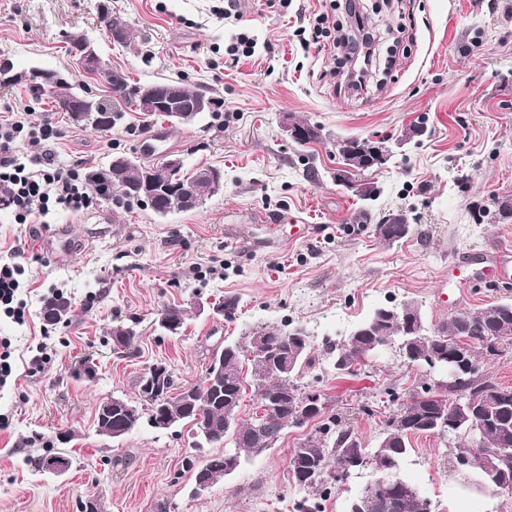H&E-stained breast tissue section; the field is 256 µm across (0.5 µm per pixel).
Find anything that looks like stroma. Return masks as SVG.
<instances>
[{
    "instance_id": "obj_1",
    "label": "stroma",
    "mask_w": 512,
    "mask_h": 512,
    "mask_svg": "<svg viewBox=\"0 0 512 512\" xmlns=\"http://www.w3.org/2000/svg\"><path fill=\"white\" fill-rule=\"evenodd\" d=\"M102 0H0V58L16 70L34 67L69 76L78 92L103 103L105 78L78 68L65 37L85 35L112 69L140 82L183 80L216 99L219 108L190 124L146 120L126 111L109 130L71 124L49 98L20 86H0L6 107L48 119L62 132L60 165L83 157L105 169L113 156L141 159V139L161 130L151 163L171 154L185 169L220 168L224 188L199 208L158 215L114 200L81 213L57 210L43 224H19L0 209V260L24 265L26 320L0 317V336L15 348L16 380L0 388V512H78L98 496L103 512H294L302 496L288 469L292 448L318 433L322 421L288 429L277 447L202 493H194L181 462L218 453L198 447L194 429L148 424L119 440L97 433L103 400L138 398V381L167 363L176 388L201 382L212 351L254 326L289 325L310 336L315 363L302 380L324 394L336 415L366 446H375L390 403L435 378L389 348L349 375L332 368L331 345L342 343L375 309L419 305L428 326L450 311L475 312L512 300V283L478 288L456 309L436 286L455 257L492 246L512 247V222L496 220V203L512 200V0H389L366 22L371 33L401 45L386 74L369 73L367 87L349 88L336 75L332 46L304 49L295 31L319 14L341 22L324 0H237L239 19L225 18L224 0H109L135 37L122 47L108 39ZM255 36L256 54L230 64L227 47L240 31ZM319 127V140L299 144L284 119ZM421 136L408 138L410 127ZM373 141L390 156L379 168L336 174L345 167V139ZM371 182L375 200L355 185ZM407 214L409 231L382 241L376 224ZM308 224L293 239L291 225ZM59 292L74 307L50 325L41 311ZM233 297L236 318L191 311L177 336L156 327L169 305L189 308ZM135 321L128 346L112 342L118 323ZM48 361L30 372L37 346ZM95 369L78 376L79 365ZM453 439L410 440L398 474L444 512L454 475ZM64 449L72 467L39 471V456Z\"/></svg>"
}]
</instances>
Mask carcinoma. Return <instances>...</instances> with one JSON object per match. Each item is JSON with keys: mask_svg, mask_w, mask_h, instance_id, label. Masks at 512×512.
<instances>
[{"mask_svg": "<svg viewBox=\"0 0 512 512\" xmlns=\"http://www.w3.org/2000/svg\"><path fill=\"white\" fill-rule=\"evenodd\" d=\"M103 75L111 92L126 107L133 108L126 91L138 88L140 84L130 83L129 77L117 70L109 69ZM52 80L50 90L32 84L25 85V89L37 98L48 95L56 108L66 113L74 125L107 130L122 118V110L97 100L95 111L108 116L109 121L103 127L94 124L82 113L74 111L75 103L82 94L75 91L70 78L54 71ZM164 85L187 101L203 95V92L182 80H168ZM370 147L371 144L365 141L346 140L341 151L344 158L354 161L362 169L368 160ZM151 168L160 184L174 189L180 184L194 183L200 187L206 199L222 188V184L215 179L205 177L211 169L198 168L188 173L182 164L165 168L132 160L123 168L105 169V177L111 188L117 190L119 198L127 203H144L155 211L179 210L175 194L148 199L126 191V188L138 184L144 172ZM399 219V225L386 220L377 225L378 235L383 241L395 242L406 236L409 223L402 214ZM402 307L414 312V323L419 327V332L406 336L407 345L399 349L400 356L410 364L425 365L427 359L448 353V347L454 344L462 353L460 363L465 373L442 394L428 387L411 394L413 398L431 395L434 400L421 402L419 418L406 428L394 421L399 407L391 408L373 448L366 447L350 428L340 425L336 417H328L323 428V439L307 438L300 447L293 449L289 458V471L295 485L304 491L297 512H324L325 498L336 485V481L326 479L325 475L340 466L349 464L352 472L389 465L393 470H398L409 451L410 437L413 435L452 436L456 439L452 455H457L468 442L469 417L474 412L490 417L485 451H511L505 459L497 461V468L501 479L512 482V387H502L480 375V366L484 363L481 345L484 337L490 336L499 343L512 344V301H496L474 313L450 315L432 332L426 329L419 306L404 303ZM391 311V307L377 308L338 345L332 361L336 371L352 373L379 350L400 345L397 339L384 342L385 337L398 328ZM69 312V301L60 295L48 299L42 307L43 319L50 325L66 320ZM255 336L263 337L267 349L263 356L251 351L252 338ZM310 352L309 336L303 330L274 325L258 326L242 340L226 342L223 348L214 351L203 382L192 386V394L188 396L183 393L172 395L174 377L171 370L162 362L155 363L152 365L151 378L140 377L138 401L114 397L110 413L105 410L104 404L98 405L95 414L97 432L112 439L122 438L136 430L142 419L152 422L153 413L159 407L167 415L170 426L192 424L203 443L221 445L229 436L233 439L235 465L228 464L222 454L210 456L213 468L209 479L214 484L235 471L242 458L256 454L259 448L275 447L286 430L304 425V422L297 420L294 404L303 394L297 378L303 373V367L309 364ZM246 364L251 367L248 378L243 376ZM248 380L258 397V405L264 404L269 393L275 398L288 399V407L279 408L268 417L257 409L247 420H239L238 412ZM468 468L478 471L487 486L495 487V479L488 472L487 461L482 455L472 458ZM400 485L401 512H431L429 501L410 482L402 478Z\"/></svg>", "mask_w": 512, "mask_h": 512, "instance_id": "cac0c4a2", "label": "carcinoma"}]
</instances>
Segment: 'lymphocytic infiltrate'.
<instances>
[{"label": "lymphocytic infiltrate", "instance_id": "obj_1", "mask_svg": "<svg viewBox=\"0 0 512 512\" xmlns=\"http://www.w3.org/2000/svg\"><path fill=\"white\" fill-rule=\"evenodd\" d=\"M59 132L50 122L30 120L26 113L0 115V200L4 201L17 223L42 220L56 208L83 212L110 198L103 178H91L87 160L63 167L51 149ZM19 263L0 264V314L17 322L25 320L21 298Z\"/></svg>", "mask_w": 512, "mask_h": 512}]
</instances>
